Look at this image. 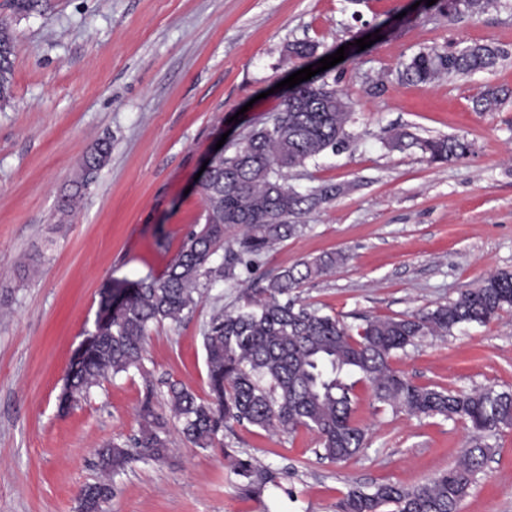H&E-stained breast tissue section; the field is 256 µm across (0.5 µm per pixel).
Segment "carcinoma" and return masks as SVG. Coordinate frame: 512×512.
I'll use <instances>...</instances> for the list:
<instances>
[{"label":"carcinoma","mask_w":512,"mask_h":512,"mask_svg":"<svg viewBox=\"0 0 512 512\" xmlns=\"http://www.w3.org/2000/svg\"><path fill=\"white\" fill-rule=\"evenodd\" d=\"M493 0H437L435 11L454 17L483 12ZM0 101L9 98L13 37L0 21ZM508 51L491 43L458 50H422L405 65L407 79L429 83L443 75H468L493 69ZM500 102L495 90L474 101L478 112ZM352 104L331 85L327 72L294 86L279 121L256 127L230 145L200 183L205 222L183 239L168 274L104 285L125 295L113 309L101 339L87 346L78 369L68 378L62 402L71 405L87 396L108 375L144 371L145 345L154 324L175 320L198 304L200 289L225 282L241 289V304L213 312L203 333L209 398L201 399L178 381L166 382V396L183 437L198 448H211L230 421L265 431L292 433L300 427L315 432L316 455L344 463L365 447L368 429L353 417L354 386L343 374H356L370 384L376 402L394 412L417 417L462 420L478 437H492L512 427V393L493 388L451 391L414 383L391 366L393 355L428 336L444 337L462 324H486L512 308V272H496L482 284L448 303L401 318H367L357 331L293 295V290L343 263L331 252L270 274L257 284L250 277L279 242L301 234L299 219L342 192L339 185L320 186L303 194L288 184L289 173L304 168L323 153L337 151L351 138ZM391 147L419 148L431 163L459 160L472 144L459 137L421 140L402 132ZM108 143L86 157L91 173L108 155ZM234 238L224 241L227 232ZM139 434L97 451L98 466L117 474L133 459L162 461L168 456V423L154 410L153 383L146 385ZM492 446L477 443L462 461L436 477L411 487L380 484L371 490L354 487L337 512H458L474 476L483 471ZM235 472L254 494H261L272 474L251 457L236 460ZM112 481L100 480L80 489L79 512H104L112 501Z\"/></svg>","instance_id":"obj_1"}]
</instances>
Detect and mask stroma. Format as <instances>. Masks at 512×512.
Segmentation results:
<instances>
[{
  "label": "stroma",
  "mask_w": 512,
  "mask_h": 512,
  "mask_svg": "<svg viewBox=\"0 0 512 512\" xmlns=\"http://www.w3.org/2000/svg\"><path fill=\"white\" fill-rule=\"evenodd\" d=\"M415 0H41L24 13L0 0L14 38L9 102H0V512H78L99 481L95 448L141 427L147 380L168 417V459L132 462L114 477L107 512H336L350 486H413L457 464L474 435L460 421L417 418L375 403L357 384L356 420L367 444L345 463L319 459L317 435L230 424L217 447L186 442L161 382L209 394L203 331L214 310L239 304L224 283L203 289L180 321L153 326L144 372L122 373L61 409L71 364L101 312L111 279L164 277L201 223L194 177L220 138L238 141L283 108L279 82L300 70L289 44L317 57L346 48L329 81L352 102V138L288 182L299 192L336 184L342 194L303 217L304 231L264 258L265 275L326 251L346 264L297 289L299 299L350 326L398 318L456 299L489 274L512 272V0L448 19ZM379 41L358 49L371 33ZM493 43L495 68L432 83L402 78L420 49ZM505 97L492 112L474 98ZM455 136L471 154L442 166L418 149H392V130ZM111 150L87 190L84 158ZM76 196L60 211L63 198ZM167 247H159V238ZM415 383L512 391V310L458 326L398 353ZM460 512H512V428ZM253 456L277 481L250 493L232 468Z\"/></svg>",
  "instance_id": "stroma-1"
}]
</instances>
